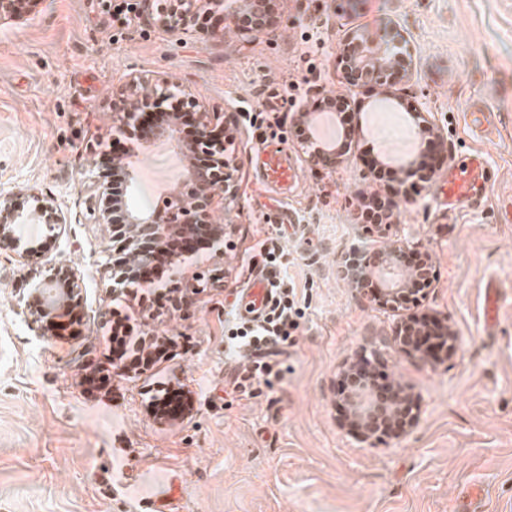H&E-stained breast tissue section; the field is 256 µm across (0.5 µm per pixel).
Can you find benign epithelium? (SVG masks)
<instances>
[{"label":"benign epithelium","instance_id":"1","mask_svg":"<svg viewBox=\"0 0 512 512\" xmlns=\"http://www.w3.org/2000/svg\"><path fill=\"white\" fill-rule=\"evenodd\" d=\"M33 2L34 0H0V19L22 17L23 11ZM265 4L266 0H241V9L223 14L222 19L236 23L239 21L240 10L243 9L254 16L256 23L251 31L256 32L265 26ZM206 5L222 9L224 0H139V12L162 30L178 34L186 30L198 11ZM397 43L398 40L393 36L383 40L379 51L372 52L363 35H349L340 54L343 78L351 86L377 83L387 72L405 68L407 58L397 50ZM170 86L175 87L177 83L167 78L152 81L144 76L132 75L116 98L112 99V111L122 112L124 118L134 121L140 113L158 107L164 98L170 96ZM181 99L198 110V142L206 146L212 144L213 130L210 129L208 113L201 110L200 104L188 93L181 92ZM306 153L312 165L325 169L336 167L339 158L338 150L311 142L306 146ZM234 171L235 166L228 159L222 160L218 170L191 160L185 165L182 174L183 183L190 186V191L185 193L178 187L172 188L163 205L149 212L131 207L124 195L112 197V211L119 210L124 215L122 229L125 231V246L131 249L132 255L148 262L152 259L151 249L175 233L211 232L213 242H220L222 231L212 224L211 205L215 197L228 191L233 182ZM108 192L107 185L101 180L92 182L85 189L83 204L91 223L111 224L109 211L102 205ZM14 195V191L0 188L1 251H14L19 245L15 227L19 223L20 215L14 207ZM25 223L44 224L53 232L67 223V217L56 198H42L25 217ZM404 249L403 240L399 238L383 249L373 252L358 250L356 254L368 257L364 265L374 274L380 275L401 267L399 258ZM79 280L78 271L71 266H53L46 269L45 275L36 285L35 298L38 304H25L22 313L32 322L40 323L43 319L80 303ZM406 287L407 284L399 281L389 284L380 306L396 308ZM346 402L363 437H381L393 432L391 424L398 418L399 410L391 395H381L360 383L348 392Z\"/></svg>","mask_w":512,"mask_h":512}]
</instances>
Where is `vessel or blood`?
<instances>
[{"label":"vessel or blood","instance_id":"obj_1","mask_svg":"<svg viewBox=\"0 0 512 512\" xmlns=\"http://www.w3.org/2000/svg\"><path fill=\"white\" fill-rule=\"evenodd\" d=\"M263 174L267 181L282 184L296 179L297 169L283 150H267L263 153ZM489 176L487 157L478 151L452 156L448 171L441 176L440 183L447 190L448 208L465 211L475 208ZM271 302L268 277H256L242 294L238 307L240 317L258 318L265 313Z\"/></svg>","mask_w":512,"mask_h":512}]
</instances>
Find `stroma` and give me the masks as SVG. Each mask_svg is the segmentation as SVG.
Segmentation results:
<instances>
[{
    "label": "stroma",
    "mask_w": 512,
    "mask_h": 512,
    "mask_svg": "<svg viewBox=\"0 0 512 512\" xmlns=\"http://www.w3.org/2000/svg\"><path fill=\"white\" fill-rule=\"evenodd\" d=\"M98 0H40L0 20V187L18 189L19 215L37 198L65 201L69 224L52 236L20 224L21 241H44L37 260L81 273L80 333L59 339L17 315L34 275L0 251V512H457L473 488L480 512H512V0H270L255 33L215 16L172 36L146 20L125 27ZM397 26L410 77L386 89L348 86L338 65L345 35L380 40ZM168 76L205 110L234 115L227 148L237 196L216 200L223 240L183 254L155 292L185 287L178 310L150 318L152 334L187 341L161 374L184 384L190 418L157 422L147 411L150 374L113 376L90 391L83 375L105 363L101 326L118 301L112 272L97 265L112 227L83 217V190L104 170L103 144L136 145L130 194L143 211L181 180L176 147L112 125V94L128 75ZM345 97L353 143L335 168L309 164L297 113ZM495 113L490 138L471 136V106ZM441 141L420 138L412 161L384 158L407 138L412 113ZM287 150L294 183L259 180L261 143ZM486 153L491 182L479 208L449 213L435 180L451 155ZM388 203L413 252L428 254L434 282L415 315L450 327L453 356L410 355L395 337L407 310L380 307L344 278L354 247L386 239L358 223L360 207ZM288 253V278L304 317L280 376L234 392L242 364L225 338L232 304L264 268L259 243ZM499 287L495 324L485 285ZM373 371L412 397L416 426L360 440L341 390L350 366Z\"/></svg>",
    "instance_id": "35a3bbf8"
}]
</instances>
